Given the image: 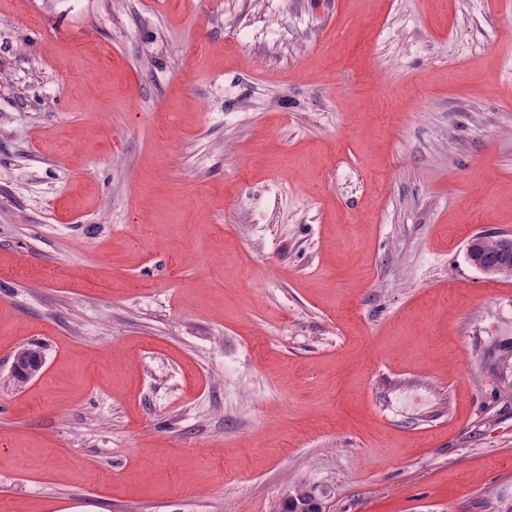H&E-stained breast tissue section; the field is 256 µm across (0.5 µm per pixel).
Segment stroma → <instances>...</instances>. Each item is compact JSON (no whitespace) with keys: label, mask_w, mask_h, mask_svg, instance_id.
<instances>
[{"label":"stroma","mask_w":512,"mask_h":512,"mask_svg":"<svg viewBox=\"0 0 512 512\" xmlns=\"http://www.w3.org/2000/svg\"><path fill=\"white\" fill-rule=\"evenodd\" d=\"M480 232L512 0H0V512H512ZM326 490L317 485L294 489L279 506L280 512H322ZM291 508V509H290Z\"/></svg>","instance_id":"35a3bbf8"}]
</instances>
